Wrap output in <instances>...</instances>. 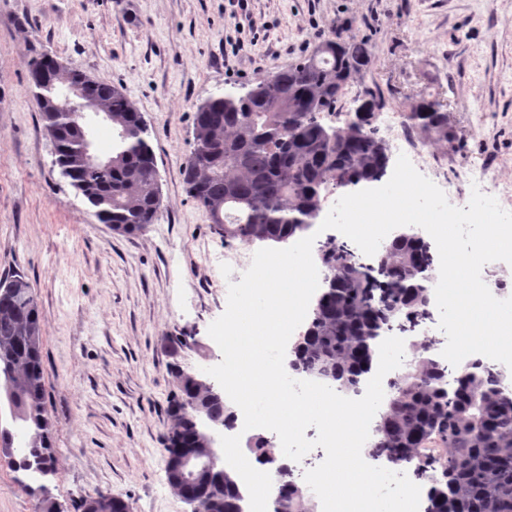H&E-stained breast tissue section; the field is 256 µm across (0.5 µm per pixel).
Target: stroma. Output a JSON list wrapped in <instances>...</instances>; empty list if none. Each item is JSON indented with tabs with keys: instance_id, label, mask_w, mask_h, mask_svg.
I'll return each instance as SVG.
<instances>
[{
	"instance_id": "stroma-1",
	"label": "stroma",
	"mask_w": 512,
	"mask_h": 512,
	"mask_svg": "<svg viewBox=\"0 0 512 512\" xmlns=\"http://www.w3.org/2000/svg\"><path fill=\"white\" fill-rule=\"evenodd\" d=\"M372 62L325 124L342 127L364 91L389 112L442 102L448 138L430 140L444 186L458 161L487 169L484 194L512 211V0H0V278L19 272L42 315L46 409L66 512L103 493L129 512H191L166 478L176 369L215 365L208 334L227 306L225 251L186 191L198 104L310 56L335 34ZM51 54L118 87L151 132L161 212L145 232L100 223L54 163L24 56ZM0 461V512H36Z\"/></svg>"
}]
</instances>
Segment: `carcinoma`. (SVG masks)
<instances>
[{"label": "carcinoma", "instance_id": "obj_1", "mask_svg": "<svg viewBox=\"0 0 512 512\" xmlns=\"http://www.w3.org/2000/svg\"><path fill=\"white\" fill-rule=\"evenodd\" d=\"M371 62L368 44L353 54H329L316 64L305 59L255 83L246 97L223 92L200 103L194 115L193 149L183 169L187 192L226 239L282 243L313 227L325 193L344 183L380 177L386 151L369 131L333 127L322 113L333 109L352 71L351 62ZM90 94L112 113V167L83 169L77 159L83 141L71 118L49 104L39 105L44 129L55 141V163L73 166L87 205L103 224L134 234L156 223L160 198L151 166L154 151L147 127L125 93L100 82ZM409 122L438 139H448V113L437 101L410 107ZM384 263L371 278L345 244L322 252L329 270L325 290L306 332L294 347L298 371L343 393H355L371 371L380 330L400 317L417 323L428 316L434 257L425 239L400 232L383 249ZM13 276L0 278V377L13 383L23 442L0 429V443L12 449L14 471L36 481L54 472L52 422L47 415L42 362L43 334L36 298L24 301L3 291ZM408 370L390 383L391 396L375 429L373 454L415 465L427 486L425 512H512V393L503 374L476 364L448 379V368L421 340ZM180 395L170 404L166 452L199 448L200 427L185 409L193 402L229 424V406L177 372ZM239 476L224 473V486L203 503L207 512H240ZM278 512H316L296 483L279 485Z\"/></svg>", "mask_w": 512, "mask_h": 512}]
</instances>
